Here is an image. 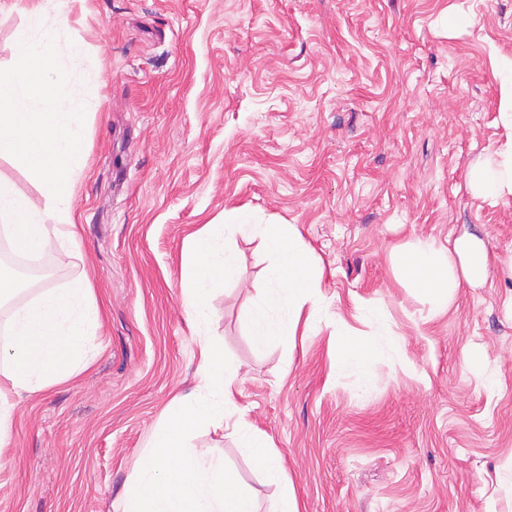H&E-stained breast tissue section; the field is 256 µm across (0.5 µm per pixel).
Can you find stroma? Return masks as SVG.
I'll return each instance as SVG.
<instances>
[{"label":"stroma","mask_w":512,"mask_h":512,"mask_svg":"<svg viewBox=\"0 0 512 512\" xmlns=\"http://www.w3.org/2000/svg\"><path fill=\"white\" fill-rule=\"evenodd\" d=\"M69 84L98 108L72 186L79 249L49 248L47 288L88 276L93 364L18 402L0 449V512H117L140 451L196 384L181 292L186 238L237 210L294 225L318 258L315 335L257 346L269 256L237 239L241 279L214 291L210 338L246 373L234 401L269 435L300 512H512V195L471 169L512 144L502 79L512 0H62ZM86 52L70 55V43ZM480 238L488 274L448 308L396 274L400 250ZM398 345L336 373L337 322ZM477 355L481 367L465 363ZM274 512L279 489L212 429Z\"/></svg>","instance_id":"obj_1"}]
</instances>
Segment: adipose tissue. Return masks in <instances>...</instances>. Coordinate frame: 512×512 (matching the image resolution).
I'll use <instances>...</instances> for the list:
<instances>
[{"instance_id": "adipose-tissue-1", "label": "adipose tissue", "mask_w": 512, "mask_h": 512, "mask_svg": "<svg viewBox=\"0 0 512 512\" xmlns=\"http://www.w3.org/2000/svg\"><path fill=\"white\" fill-rule=\"evenodd\" d=\"M483 242L469 234L441 250L423 239L397 265L401 276L423 290L437 308L447 307L462 284H476L487 275ZM101 325V309L87 279L62 288H44L26 302L13 304L7 319V340L0 343V446L8 441L17 408L16 399L69 380L87 369L93 356L85 338ZM389 334L362 338L336 331V373L365 374L378 351L394 350Z\"/></svg>"}]
</instances>
